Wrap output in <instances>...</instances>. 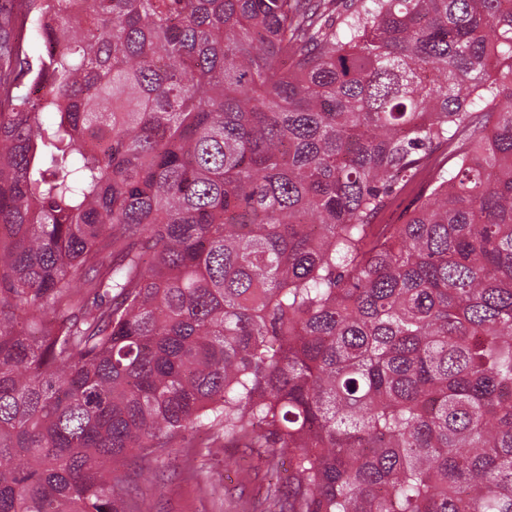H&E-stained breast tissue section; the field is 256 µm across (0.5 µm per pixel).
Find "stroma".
I'll return each instance as SVG.
<instances>
[{"label":"stroma","mask_w":512,"mask_h":512,"mask_svg":"<svg viewBox=\"0 0 512 512\" xmlns=\"http://www.w3.org/2000/svg\"><path fill=\"white\" fill-rule=\"evenodd\" d=\"M200 433L173 449L168 467L135 476L139 512H265L267 465L241 448L209 447Z\"/></svg>","instance_id":"35a3bbf8"}]
</instances>
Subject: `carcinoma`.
<instances>
[{
  "label": "carcinoma",
  "instance_id": "1",
  "mask_svg": "<svg viewBox=\"0 0 512 512\" xmlns=\"http://www.w3.org/2000/svg\"><path fill=\"white\" fill-rule=\"evenodd\" d=\"M2 226L0 512L201 431L266 512H512V0H13Z\"/></svg>",
  "mask_w": 512,
  "mask_h": 512
}]
</instances>
